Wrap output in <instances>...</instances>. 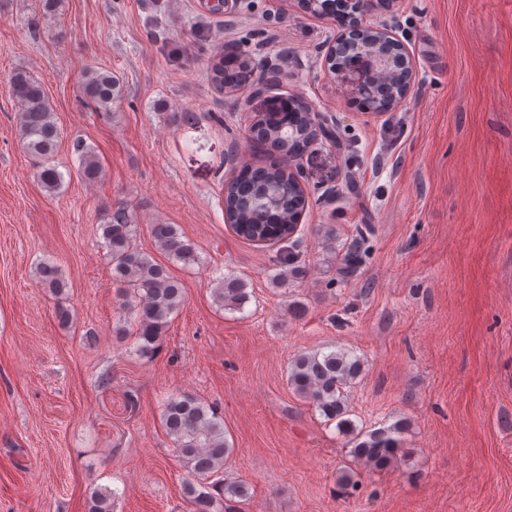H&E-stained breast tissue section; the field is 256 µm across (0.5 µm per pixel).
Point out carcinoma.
Returning a JSON list of instances; mask_svg holds the SVG:
<instances>
[{"mask_svg": "<svg viewBox=\"0 0 512 512\" xmlns=\"http://www.w3.org/2000/svg\"><path fill=\"white\" fill-rule=\"evenodd\" d=\"M8 86L24 149L37 167L36 175L42 186L50 193L56 192L64 183V174L56 161L60 130L51 100L44 85L23 69L12 72ZM121 92L120 83L112 73L96 69L86 70L80 84L85 103L97 112L111 111L112 102ZM303 121L304 113L288 112L281 122L288 128L297 127L291 137L283 139L267 125L259 126L256 135L270 136L273 148L280 147L297 157L309 148L307 134L301 127ZM73 148L80 161V176L88 182L96 181L102 167L93 148L83 141L74 143ZM262 177L276 178L285 187L290 182L288 171L272 164L261 168L245 166L238 174L239 186L247 190ZM300 204L302 198L287 190L277 211H242L230 203L227 218L238 236L246 241L266 238L288 242L292 235L288 234L286 220L290 211ZM100 230L125 313L115 333L134 334V354L150 361L160 350V337L166 332L170 317L184 304V285L172 276L166 265L135 245L138 225L125 208L108 214ZM151 236L156 250L167 259L185 266L199 263L195 243L184 238L175 225L154 224ZM37 274L39 281L56 296L63 295L66 285L56 267L44 263ZM214 297L224 309L240 312L249 301L247 283L239 277L222 274L215 279ZM362 372L363 361L349 351L301 352L289 363L288 384L322 417L336 423L338 432L354 444L352 454L358 461L368 469L383 470L397 459L408 423L399 419L370 432L357 428L348 418L344 388L352 385ZM162 421L187 472L183 494L191 512H239L240 505L250 498V486L244 480L224 478V461L234 448L225 437L224 420L217 409L189 395L172 394L163 403ZM113 495L109 489L94 492L88 512H112Z\"/></svg>", "mask_w": 512, "mask_h": 512, "instance_id": "1", "label": "carcinoma"}]
</instances>
